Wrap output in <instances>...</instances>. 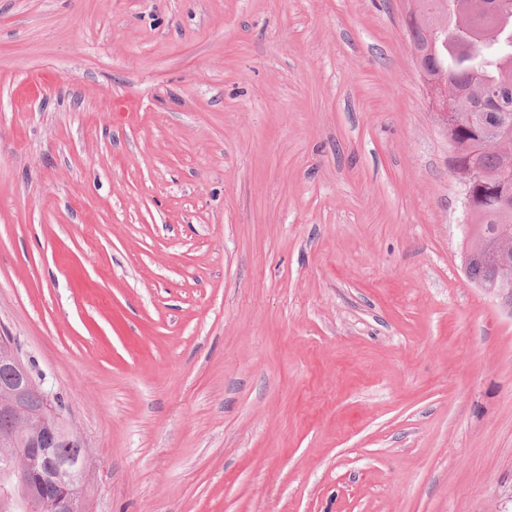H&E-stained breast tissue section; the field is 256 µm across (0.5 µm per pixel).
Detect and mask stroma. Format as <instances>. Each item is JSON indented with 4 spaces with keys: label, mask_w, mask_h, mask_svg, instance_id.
<instances>
[{
    "label": "stroma",
    "mask_w": 512,
    "mask_h": 512,
    "mask_svg": "<svg viewBox=\"0 0 512 512\" xmlns=\"http://www.w3.org/2000/svg\"><path fill=\"white\" fill-rule=\"evenodd\" d=\"M404 0H0V325L88 512H512V316Z\"/></svg>",
    "instance_id": "35a3bbf8"
}]
</instances>
